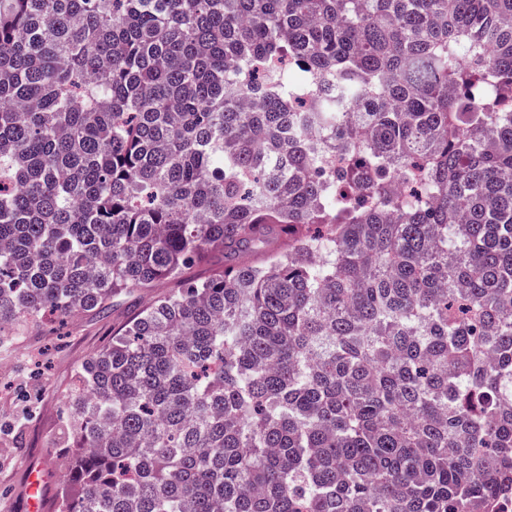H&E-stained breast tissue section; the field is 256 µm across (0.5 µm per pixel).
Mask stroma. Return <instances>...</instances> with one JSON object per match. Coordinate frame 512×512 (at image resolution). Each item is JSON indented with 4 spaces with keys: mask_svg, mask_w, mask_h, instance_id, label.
I'll return each instance as SVG.
<instances>
[{
    "mask_svg": "<svg viewBox=\"0 0 512 512\" xmlns=\"http://www.w3.org/2000/svg\"><path fill=\"white\" fill-rule=\"evenodd\" d=\"M172 288L162 280L114 299L101 313L27 324L0 348V512H29L26 477L38 467L45 496L54 499L66 480L54 460L62 452V417L78 366Z\"/></svg>",
    "mask_w": 512,
    "mask_h": 512,
    "instance_id": "35a3bbf8",
    "label": "stroma"
}]
</instances>
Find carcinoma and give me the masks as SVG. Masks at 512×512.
Masks as SVG:
<instances>
[{
    "label": "carcinoma",
    "instance_id": "cac0c4a2",
    "mask_svg": "<svg viewBox=\"0 0 512 512\" xmlns=\"http://www.w3.org/2000/svg\"><path fill=\"white\" fill-rule=\"evenodd\" d=\"M157 280L53 512L512 490V0H0V335Z\"/></svg>",
    "mask_w": 512,
    "mask_h": 512
}]
</instances>
